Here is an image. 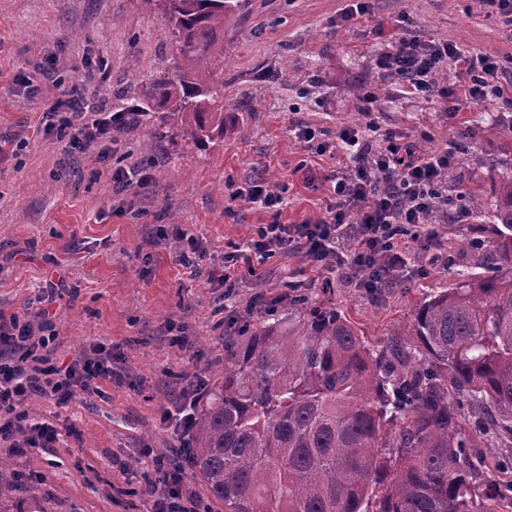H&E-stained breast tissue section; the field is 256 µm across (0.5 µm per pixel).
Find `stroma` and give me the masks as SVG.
<instances>
[{
  "label": "stroma",
  "instance_id": "35a3bbf8",
  "mask_svg": "<svg viewBox=\"0 0 512 512\" xmlns=\"http://www.w3.org/2000/svg\"><path fill=\"white\" fill-rule=\"evenodd\" d=\"M343 6L244 0L224 22V109L234 121L223 141L200 150L176 123L143 115L137 126L114 131L104 166L92 153L67 156L44 133L42 98L23 79L51 62L65 87L120 111L171 70L169 25L142 0H0V315L36 320V296L48 281L62 282L63 295L49 306L52 363L70 362L93 340L114 354L100 393H77L63 406L50 396L29 400L30 423L53 426L58 439L23 455L0 447L7 461L0 484L13 489V512H150L142 475L178 445L165 412L196 373L210 380L221 373L238 317L287 306L290 285L345 315L370 348H414L416 337H396L397 328L437 291L484 274L480 247L496 238L492 184L512 171V104L466 103L452 115L402 95L376 66L385 41L375 29L381 23L387 36L412 33L496 57L512 56V40L477 0H372L354 23L340 21ZM371 94L382 129L435 149L461 142L457 175L483 186L486 213L443 230L448 260L413 249L398 285L379 295L360 276L298 252L239 262L231 288L179 265L159 226L179 225L195 238L201 265L218 270L225 255L246 250L256 226L275 219L232 198L249 181L286 187L280 223L322 218L329 203L322 177L336 162L307 150L296 126L311 125L328 141L341 129H364ZM128 151L162 164L152 186L122 196L113 193L110 172L125 167ZM303 163L314 183L298 173ZM176 335L184 347L171 345Z\"/></svg>",
  "mask_w": 512,
  "mask_h": 512
}]
</instances>
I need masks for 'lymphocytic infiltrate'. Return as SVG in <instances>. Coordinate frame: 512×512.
<instances>
[{"label":"lymphocytic infiltrate","mask_w":512,"mask_h":512,"mask_svg":"<svg viewBox=\"0 0 512 512\" xmlns=\"http://www.w3.org/2000/svg\"><path fill=\"white\" fill-rule=\"evenodd\" d=\"M377 67L400 80L403 95L472 103L501 98L512 88V59L502 60L469 52L455 43L432 42L415 35L387 39ZM453 70L455 79L444 84L442 71ZM44 115L49 131L65 141L69 152L96 150L107 159L103 146L126 121L124 112H106L87 103L76 90H61ZM366 135L342 129L335 142L317 141L315 132L303 128L301 136L316 152L347 157L327 180L331 202L323 219L301 224L279 222L259 225L248 249L260 258L280 251L304 253L318 265L336 261L340 268L363 276L370 290L389 287L397 269L405 267L412 244L423 249L443 248L437 224H459L463 213L448 206V182L458 167L455 150L446 148L412 155L402 137L384 135L374 146L376 120H369ZM52 336L36 335L25 316H0V447L20 453L53 444L57 433L49 425H28V400L49 395L59 403L72 400L77 391L95 393L100 381L112 376V350L90 344L63 370L49 366L47 351ZM188 443L173 449L167 463L157 464L156 478L146 479L143 492L153 502V512H199L186 492L189 477Z\"/></svg>","instance_id":"f902f5d3"}]
</instances>
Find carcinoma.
Listing matches in <instances>:
<instances>
[{
    "label": "carcinoma",
    "instance_id": "carcinoma-1",
    "mask_svg": "<svg viewBox=\"0 0 512 512\" xmlns=\"http://www.w3.org/2000/svg\"><path fill=\"white\" fill-rule=\"evenodd\" d=\"M172 27L174 71L141 112L205 149L224 138V17L239 0H143ZM487 276L424 302L376 351L336 309L298 293L248 310L192 434L193 469L224 512H497L512 479L480 482L482 448H512V173L494 188ZM476 212L473 182L454 196ZM481 415L466 430L455 405Z\"/></svg>",
    "mask_w": 512,
    "mask_h": 512
}]
</instances>
